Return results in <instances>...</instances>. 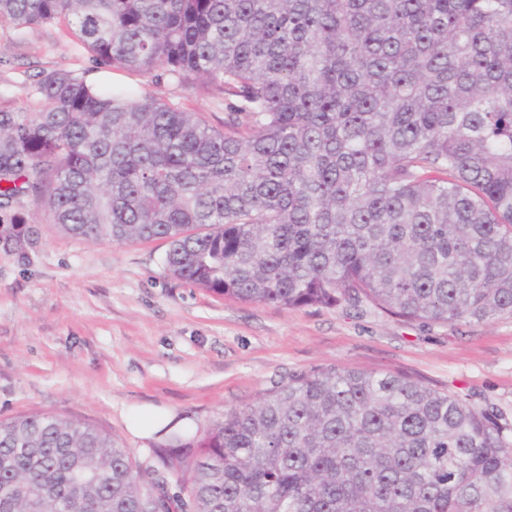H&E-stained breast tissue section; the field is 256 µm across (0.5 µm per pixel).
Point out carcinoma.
<instances>
[{"label":"carcinoma","mask_w":512,"mask_h":512,"mask_svg":"<svg viewBox=\"0 0 512 512\" xmlns=\"http://www.w3.org/2000/svg\"><path fill=\"white\" fill-rule=\"evenodd\" d=\"M60 21L141 82L57 69L0 108L6 237L29 198L77 238L166 240L230 299L512 315V0H0L22 38ZM153 457L172 488L92 424L0 421V512H512L503 428L402 374L295 372ZM150 89L158 97L184 110L189 112H207L205 115L213 125L219 126L224 121V110L212 104L207 88L201 83H198L192 89L180 90L164 79Z\"/></svg>","instance_id":"carcinoma-1"}]
</instances>
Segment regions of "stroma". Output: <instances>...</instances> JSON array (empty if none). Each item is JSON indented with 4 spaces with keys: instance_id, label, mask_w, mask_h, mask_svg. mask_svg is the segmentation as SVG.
I'll use <instances>...</instances> for the list:
<instances>
[{
    "instance_id": "stroma-1",
    "label": "stroma",
    "mask_w": 512,
    "mask_h": 512,
    "mask_svg": "<svg viewBox=\"0 0 512 512\" xmlns=\"http://www.w3.org/2000/svg\"><path fill=\"white\" fill-rule=\"evenodd\" d=\"M60 67L98 84L137 78L98 68L65 24L28 39L0 24V108H37V75ZM167 102L224 120L207 89L161 81ZM22 243L0 235V421L38 412L93 424L154 466L148 411L206 427L289 374L336 367L403 373L512 428V315L488 323L409 322L368 306L286 310L175 279L168 244L71 237L24 202Z\"/></svg>"
}]
</instances>
